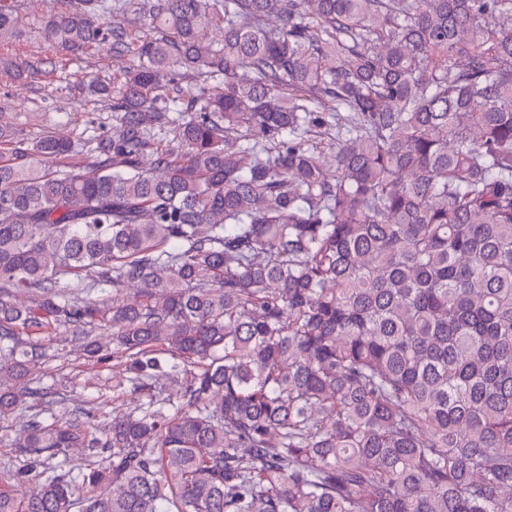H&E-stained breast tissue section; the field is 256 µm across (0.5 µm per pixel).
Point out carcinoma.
Instances as JSON below:
<instances>
[{
	"label": "carcinoma",
	"mask_w": 512,
	"mask_h": 512,
	"mask_svg": "<svg viewBox=\"0 0 512 512\" xmlns=\"http://www.w3.org/2000/svg\"><path fill=\"white\" fill-rule=\"evenodd\" d=\"M61 4L45 38L132 62L111 135L0 113V416L38 472L0 512H512V0ZM96 331L102 429L30 387Z\"/></svg>",
	"instance_id": "1"
}]
</instances>
